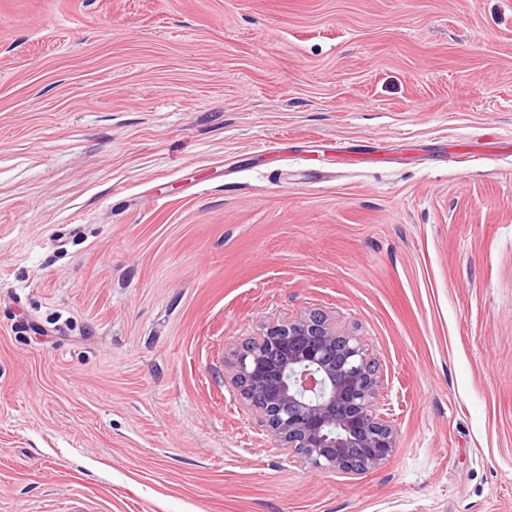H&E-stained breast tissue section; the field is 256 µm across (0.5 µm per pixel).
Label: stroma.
<instances>
[{"instance_id":"obj_1","label":"stroma","mask_w":512,"mask_h":512,"mask_svg":"<svg viewBox=\"0 0 512 512\" xmlns=\"http://www.w3.org/2000/svg\"><path fill=\"white\" fill-rule=\"evenodd\" d=\"M509 139L512 0H0V512H512ZM313 311L356 477L224 385ZM225 384L277 448L309 467L362 474L397 450L381 381L361 339L321 312L268 325L231 354ZM299 448V449H298Z\"/></svg>"}]
</instances>
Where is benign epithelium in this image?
Listing matches in <instances>:
<instances>
[{
  "label": "benign epithelium",
  "mask_w": 512,
  "mask_h": 512,
  "mask_svg": "<svg viewBox=\"0 0 512 512\" xmlns=\"http://www.w3.org/2000/svg\"><path fill=\"white\" fill-rule=\"evenodd\" d=\"M225 383L274 445L309 467L366 473L397 450L381 381L361 339L321 312L268 325L231 354Z\"/></svg>",
  "instance_id": "1"
}]
</instances>
